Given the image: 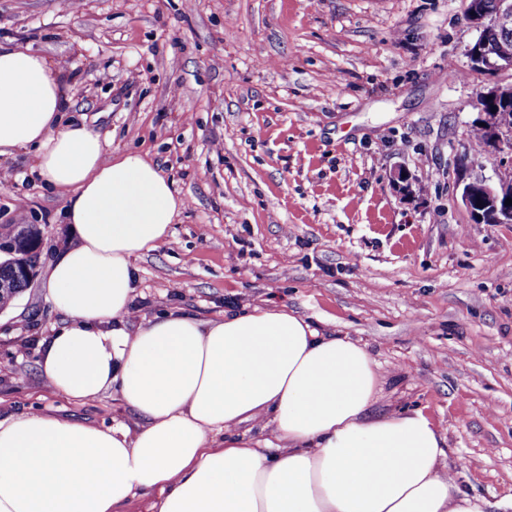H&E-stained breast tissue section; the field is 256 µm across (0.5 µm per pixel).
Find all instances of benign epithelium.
Here are the masks:
<instances>
[{
  "label": "benign epithelium",
  "instance_id": "obj_1",
  "mask_svg": "<svg viewBox=\"0 0 512 512\" xmlns=\"http://www.w3.org/2000/svg\"><path fill=\"white\" fill-rule=\"evenodd\" d=\"M470 67L496 74L500 71L512 70V38L499 37L494 41L481 37L477 47H469L466 51ZM502 84L496 83L487 87L476 96V107L484 112V107L495 104L500 98ZM485 156L496 159L507 171V175L499 177V183L491 184L484 179L473 180L464 185L462 201L468 211L480 222L484 221L479 209L491 207L489 222L493 224L512 223V205L505 204L501 198L500 183L512 180V130L489 123Z\"/></svg>",
  "mask_w": 512,
  "mask_h": 512
}]
</instances>
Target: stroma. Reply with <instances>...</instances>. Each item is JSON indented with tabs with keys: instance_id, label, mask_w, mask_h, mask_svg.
Instances as JSON below:
<instances>
[{
	"instance_id": "obj_1",
	"label": "stroma",
	"mask_w": 512,
	"mask_h": 512,
	"mask_svg": "<svg viewBox=\"0 0 512 512\" xmlns=\"http://www.w3.org/2000/svg\"><path fill=\"white\" fill-rule=\"evenodd\" d=\"M465 0H0V40L47 57L107 150L137 151L185 206L135 260L132 321L278 305L365 344L377 411L419 408L474 496L512 494V224H477L459 169L477 93ZM32 152L0 157V229L41 232L38 279L0 313V417L100 427L39 371L57 317L42 274L71 244Z\"/></svg>"
}]
</instances>
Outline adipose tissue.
Here are the masks:
<instances>
[{"instance_id":"ef3b65f1","label":"adipose tissue","mask_w":512,"mask_h":512,"mask_svg":"<svg viewBox=\"0 0 512 512\" xmlns=\"http://www.w3.org/2000/svg\"><path fill=\"white\" fill-rule=\"evenodd\" d=\"M64 108L51 62L0 43V157L33 152L75 238L44 278L59 320L39 370L74 401L117 390L137 421L0 418V512H126L151 494L154 512H489L423 410L375 411L365 345L279 307L129 328L133 260L167 241L184 202L152 161L107 151Z\"/></svg>"}]
</instances>
